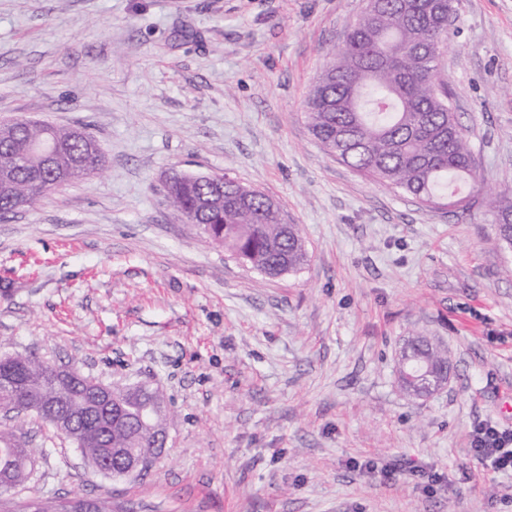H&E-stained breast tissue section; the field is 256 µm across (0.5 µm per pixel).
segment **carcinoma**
<instances>
[{
	"instance_id": "cac0c4a2",
	"label": "carcinoma",
	"mask_w": 512,
	"mask_h": 512,
	"mask_svg": "<svg viewBox=\"0 0 512 512\" xmlns=\"http://www.w3.org/2000/svg\"><path fill=\"white\" fill-rule=\"evenodd\" d=\"M457 13L445 0H369L368 7L331 54L306 99L309 129L314 139L338 162L392 189L412 196L422 206H445L443 187L457 180L479 183L468 130L451 105V91L440 71L445 46ZM56 143L55 158L39 160L34 145ZM98 154V142L82 127L33 125L16 119L0 130V219L31 206L48 192L82 178L74 169ZM242 184H224V210L200 212L209 187L191 179L165 185L168 203L200 215L212 241L224 245L243 264L278 278L302 269L308 261L301 231L271 209L269 196L251 191L241 203ZM484 201L496 210L500 240L512 245V199L488 190ZM425 360L448 365V353L427 345ZM112 400L76 420L91 440V453L119 468L124 460L114 448H139L151 435L127 422L112 424ZM35 449L20 444L0 429V477L32 479Z\"/></svg>"
}]
</instances>
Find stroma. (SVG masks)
I'll return each mask as SVG.
<instances>
[{"label":"stroma","instance_id":"35a3bbf8","mask_svg":"<svg viewBox=\"0 0 512 512\" xmlns=\"http://www.w3.org/2000/svg\"><path fill=\"white\" fill-rule=\"evenodd\" d=\"M365 0H0V122L84 125L101 171L0 220V356L158 388L166 456L98 473L36 416L17 499L112 512H512L470 434L512 429V251L482 195L431 210L327 154L304 102ZM443 64L478 172L512 190V0H459ZM173 170L279 202L309 260L269 278L164 200ZM454 365L423 398L398 351Z\"/></svg>","mask_w":512,"mask_h":512}]
</instances>
